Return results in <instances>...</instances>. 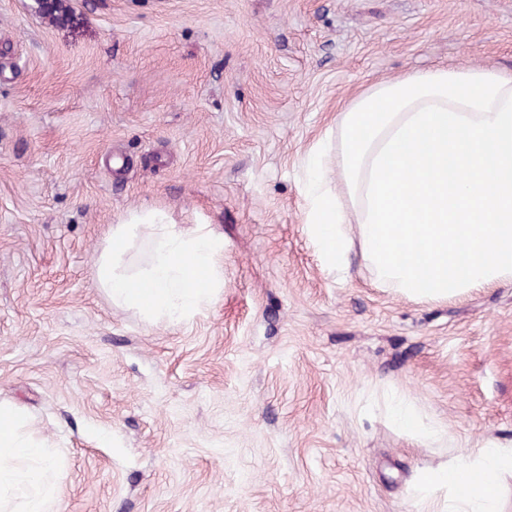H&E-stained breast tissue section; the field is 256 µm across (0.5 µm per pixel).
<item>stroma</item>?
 <instances>
[{"label":"stroma","instance_id":"35a3bbf8","mask_svg":"<svg viewBox=\"0 0 512 512\" xmlns=\"http://www.w3.org/2000/svg\"><path fill=\"white\" fill-rule=\"evenodd\" d=\"M58 4L0 0V403L51 449L59 512H436L420 470L512 447V283L410 299L303 224L304 161L359 91L512 77V0ZM145 210L224 240L189 320L97 282ZM395 417L401 427L420 435L427 444L439 441L446 435L443 429L425 428L421 418L410 408L398 407Z\"/></svg>","mask_w":512,"mask_h":512}]
</instances>
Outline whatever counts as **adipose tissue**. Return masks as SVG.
<instances>
[{
  "label": "adipose tissue",
  "mask_w": 512,
  "mask_h": 512,
  "mask_svg": "<svg viewBox=\"0 0 512 512\" xmlns=\"http://www.w3.org/2000/svg\"><path fill=\"white\" fill-rule=\"evenodd\" d=\"M335 139L309 158L304 212L326 265L346 270L358 250L380 284L429 301L512 282V77L437 67L379 83ZM26 421L0 404V512H56L60 478ZM504 473L512 448L479 441L424 470L419 489L447 490V512H503Z\"/></svg>",
  "instance_id": "adipose-tissue-1"
}]
</instances>
